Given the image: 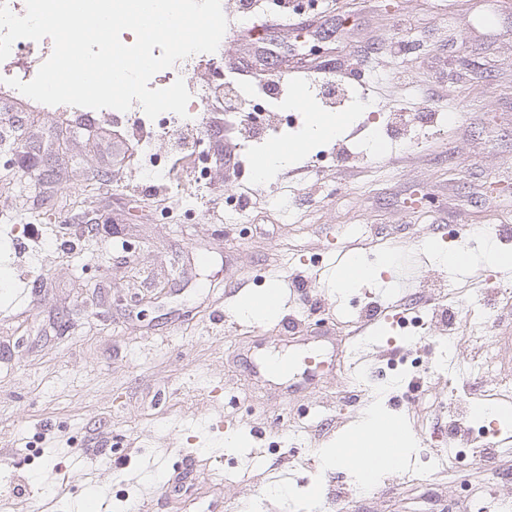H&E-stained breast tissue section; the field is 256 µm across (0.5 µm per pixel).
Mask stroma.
<instances>
[{
  "label": "stroma",
  "instance_id": "1",
  "mask_svg": "<svg viewBox=\"0 0 512 512\" xmlns=\"http://www.w3.org/2000/svg\"><path fill=\"white\" fill-rule=\"evenodd\" d=\"M320 0L302 19L328 29L298 35L270 18L261 38L281 56L305 54L281 110L304 96L325 111L321 86L345 75L337 97L350 121L310 142L287 167L258 177L240 149L243 126L217 109L206 153L213 182L188 198L141 180L123 162L131 121L101 119L14 98L22 119L0 136V512H177L162 490L183 457L196 463L195 512L213 502L253 512H337L330 483L353 512H468L476 499L512 502V454L486 465L428 466L448 445L458 397L480 401L512 376V0ZM410 24L401 28L397 16ZM260 38V39H261ZM424 115L405 123L402 112ZM23 168H7L13 155ZM257 200L240 210L242 192ZM376 271L339 289V252ZM461 251L467 266L441 255ZM277 280L286 316L255 319L235 307ZM302 290H295L296 281ZM29 292L26 304L12 289ZM427 317L418 368L382 375L403 346L394 307ZM489 322L497 375L474 370L443 310ZM316 350L310 383L257 377L266 353ZM346 354L364 395L352 392ZM455 361V384L427 375ZM402 423L407 464L363 488L345 464L324 468L369 408ZM240 445L229 448L228 437ZM422 475L406 482L408 473Z\"/></svg>",
  "mask_w": 512,
  "mask_h": 512
}]
</instances>
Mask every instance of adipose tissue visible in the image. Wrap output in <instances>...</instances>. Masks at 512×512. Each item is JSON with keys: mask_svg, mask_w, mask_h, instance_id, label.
<instances>
[{"mask_svg": "<svg viewBox=\"0 0 512 512\" xmlns=\"http://www.w3.org/2000/svg\"><path fill=\"white\" fill-rule=\"evenodd\" d=\"M410 448L403 428L371 409L352 425L345 445L323 449L322 459L328 468L340 463L350 465L358 480L369 486L378 473L395 468L407 459Z\"/></svg>", "mask_w": 512, "mask_h": 512, "instance_id": "1", "label": "adipose tissue"}]
</instances>
